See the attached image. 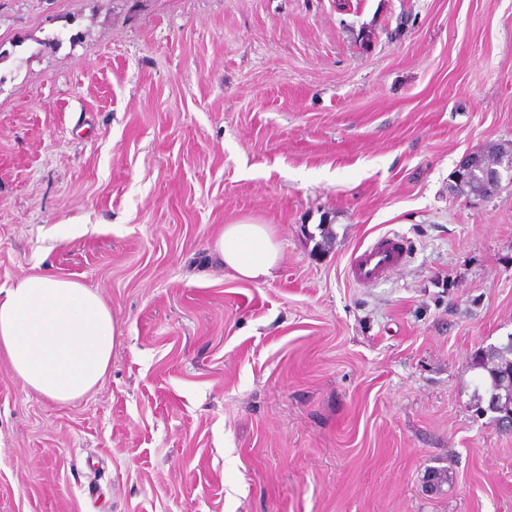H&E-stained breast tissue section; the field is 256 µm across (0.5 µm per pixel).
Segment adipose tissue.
Listing matches in <instances>:
<instances>
[{"label":"adipose tissue","instance_id":"adipose-tissue-1","mask_svg":"<svg viewBox=\"0 0 512 512\" xmlns=\"http://www.w3.org/2000/svg\"><path fill=\"white\" fill-rule=\"evenodd\" d=\"M211 253L236 276L273 278L280 245L265 224L242 219L214 237ZM119 326L96 289L48 272L0 287V356L21 384L55 402H72L105 377Z\"/></svg>","mask_w":512,"mask_h":512}]
</instances>
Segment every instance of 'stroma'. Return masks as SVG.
<instances>
[{
  "label": "stroma",
  "mask_w": 512,
  "mask_h": 512,
  "mask_svg": "<svg viewBox=\"0 0 512 512\" xmlns=\"http://www.w3.org/2000/svg\"><path fill=\"white\" fill-rule=\"evenodd\" d=\"M489 142L512 0H0V286L79 281L121 330L71 403L0 357V512H512L474 401L512 337V181L451 189ZM241 219L274 279L212 258ZM385 234L404 264L354 283ZM210 250L224 269L255 282L272 279L280 260L274 231L250 219L224 225L212 240Z\"/></svg>",
  "instance_id": "obj_1"
}]
</instances>
